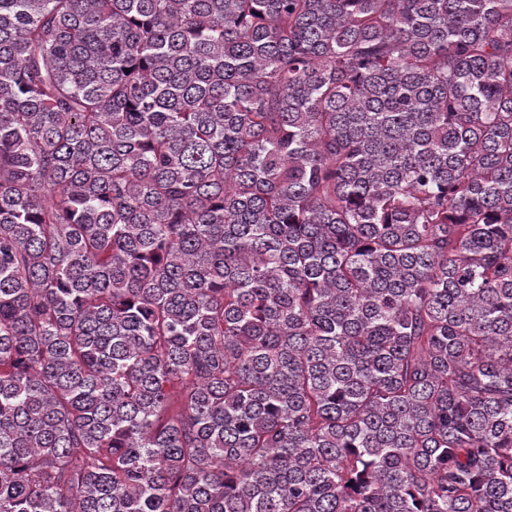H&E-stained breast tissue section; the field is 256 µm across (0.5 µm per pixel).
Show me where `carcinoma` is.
I'll return each instance as SVG.
<instances>
[{
	"instance_id": "obj_1",
	"label": "carcinoma",
	"mask_w": 512,
	"mask_h": 512,
	"mask_svg": "<svg viewBox=\"0 0 512 512\" xmlns=\"http://www.w3.org/2000/svg\"><path fill=\"white\" fill-rule=\"evenodd\" d=\"M0 512H512V0H0Z\"/></svg>"
}]
</instances>
